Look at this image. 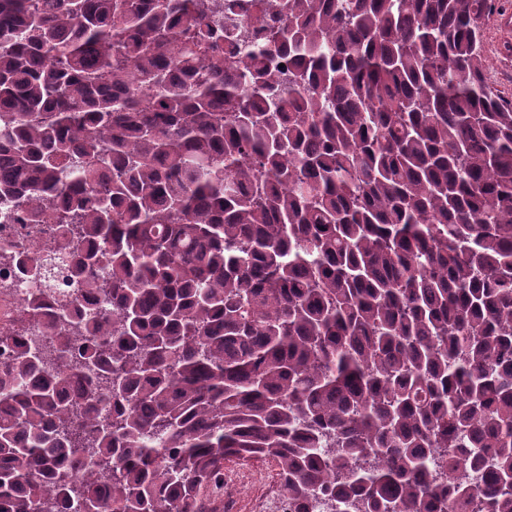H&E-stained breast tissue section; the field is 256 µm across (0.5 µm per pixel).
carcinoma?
Segmentation results:
<instances>
[{
  "mask_svg": "<svg viewBox=\"0 0 512 512\" xmlns=\"http://www.w3.org/2000/svg\"><path fill=\"white\" fill-rule=\"evenodd\" d=\"M0 0V512H512V101L492 0ZM229 1H238L240 4L239 8H236L235 12L227 15L224 12V23L232 24L236 27L242 26L245 27L250 24L251 19L254 18L257 13V9L255 8V4L261 1H270V0H229ZM496 21V22H495ZM497 29H496V24ZM512 29V9L502 10L484 22V50L486 56V80L505 99L512 100V54L506 56L501 50L505 42L498 39V32L510 33ZM55 224H18L6 220L0 204V245L10 242L17 251H26L56 236ZM8 256L10 254H0V334L22 336L26 342L36 344L41 339L38 326L23 332L17 324V312L22 300L35 285L17 282L13 263ZM276 468L279 467L275 463H227L224 465V485L221 480L217 487H202L200 497L224 505L220 498L221 492L227 486H233L235 492L228 505L229 510L226 511L224 507V512H256L258 509L259 512H288V500L278 491H271L259 506L268 490L269 482L279 483Z\"/></svg>",
  "mask_w": 512,
  "mask_h": 512,
  "instance_id": "cac0c4a2",
  "label": "carcinoma"
}]
</instances>
